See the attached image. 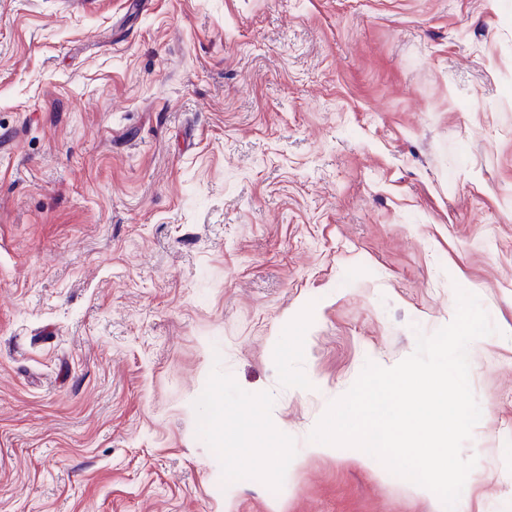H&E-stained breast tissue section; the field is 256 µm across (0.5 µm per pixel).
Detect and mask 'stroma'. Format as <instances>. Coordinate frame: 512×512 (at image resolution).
Returning <instances> with one entry per match:
<instances>
[{"label": "stroma", "instance_id": "obj_1", "mask_svg": "<svg viewBox=\"0 0 512 512\" xmlns=\"http://www.w3.org/2000/svg\"><path fill=\"white\" fill-rule=\"evenodd\" d=\"M460 288L512 512V0H0V512H444L310 434ZM249 423H244L241 427L233 432H223L220 430V437L224 443V452L232 463H247L253 455V448H262L264 456L271 460H283L288 456V448L285 441L280 435L273 437L267 436L266 439L256 436V441H250L245 436L250 432ZM248 444L250 446H246Z\"/></svg>", "mask_w": 512, "mask_h": 512}]
</instances>
